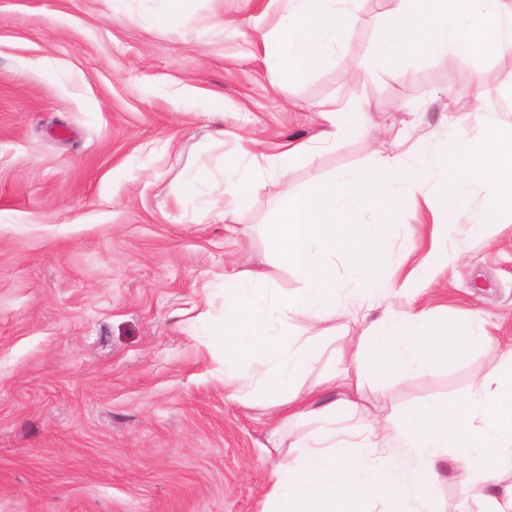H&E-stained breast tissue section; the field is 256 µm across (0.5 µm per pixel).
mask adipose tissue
Returning a JSON list of instances; mask_svg holds the SVG:
<instances>
[{
  "label": "adipose tissue",
  "instance_id": "1",
  "mask_svg": "<svg viewBox=\"0 0 512 512\" xmlns=\"http://www.w3.org/2000/svg\"><path fill=\"white\" fill-rule=\"evenodd\" d=\"M282 2L269 37L279 82L302 78L332 58L352 33L358 0ZM451 49L479 57L511 50L512 0H388L368 58L376 67L397 66ZM476 119L482 136L449 140L447 154L431 149L426 136L414 143L411 160L383 155L283 197L268 239L275 260L301 276L296 295L270 294L268 276L258 270L225 275L233 296L217 339L227 400L245 402L255 390L274 420L310 425L291 443L287 463L273 470L262 512H437L434 489L444 475L475 489L477 512H512V482L503 477V462L512 459V350L466 396L413 404L355 428L342 425L357 413L353 395L366 377L450 365L488 337L482 320L448 323L403 311L366 322L342 373L306 389L301 383L316 360V339L284 327L298 308L318 324L335 319L343 307L337 258L353 271L359 294L396 284L392 232L431 178L443 186L431 208L445 232L478 190L486 203L469 228L472 240H487L492 226L512 222V133L486 113ZM368 211L378 214L376 223L364 222ZM245 361L260 364L258 376L237 374Z\"/></svg>",
  "mask_w": 512,
  "mask_h": 512
}]
</instances>
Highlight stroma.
I'll list each match as a JSON object with an SVG mask.
<instances>
[{
	"mask_svg": "<svg viewBox=\"0 0 512 512\" xmlns=\"http://www.w3.org/2000/svg\"><path fill=\"white\" fill-rule=\"evenodd\" d=\"M386 0L311 75L276 82L263 37L280 0H0V512H260L270 472L307 432L273 433L266 409L225 400L224 274L265 271L273 293L303 286L269 251L280 199L434 133L480 137L453 120L471 106L512 124V51L449 52L404 71L370 69ZM487 96L478 98V84ZM360 108L362 135L266 169V187L229 206L241 140L265 155L314 143L325 113ZM476 192L433 282L378 291L369 318L425 309L484 318L492 337L454 366L367 379L360 402L398 407L474 390L512 347V223L473 244ZM428 209L403 216L390 264L409 273L431 251ZM306 385L341 371L360 318L338 313Z\"/></svg>",
	"mask_w": 512,
	"mask_h": 512,
	"instance_id": "obj_1",
	"label": "stroma"
}]
</instances>
